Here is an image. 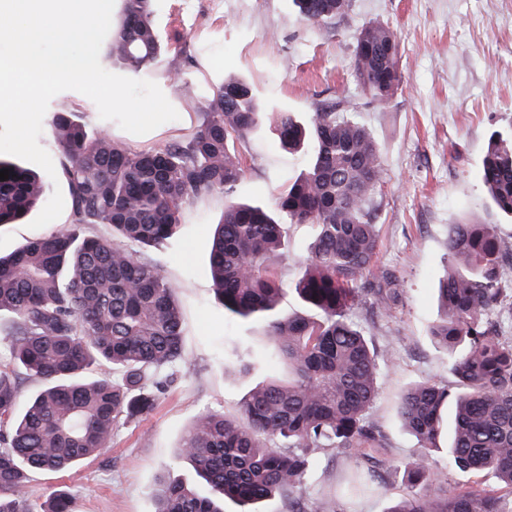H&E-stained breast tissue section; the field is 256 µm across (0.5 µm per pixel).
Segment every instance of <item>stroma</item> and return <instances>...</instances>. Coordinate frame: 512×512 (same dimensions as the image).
<instances>
[{
	"mask_svg": "<svg viewBox=\"0 0 512 512\" xmlns=\"http://www.w3.org/2000/svg\"><path fill=\"white\" fill-rule=\"evenodd\" d=\"M154 22L170 51L150 78L167 85L179 118L142 148L184 139L201 119L200 102L169 87L175 69L208 93L227 73L245 75L276 112L304 118L336 107L380 148L375 270L395 277L399 297L390 312L363 303L351 317L389 358L369 411L388 438L389 464L380 490L352 497L339 487L365 461L333 450L318 454L297 497L303 512H315L328 493L337 494L338 512H389L405 491L401 465L418 448L400 423V394L420 382L456 384L446 353L428 334L439 316L435 289L448 264V227L481 215L512 249V221L494 210L480 179L490 140L512 136V0H350L344 17L321 26L301 20L292 0H154ZM371 23L388 25L399 41L401 84L385 105L364 92L354 73L357 39ZM236 148L245 166L237 198L267 206L310 160L308 150L279 147L264 126ZM223 211L218 198L196 203L185 211L179 236L154 255L177 286L190 366L164 371L156 407L116 427L94 460L74 472L35 475L32 506L64 485L78 492L75 512H157L159 484L189 472L175 455L194 419L238 411L257 377L225 378L224 355L249 349L258 330L225 318L215 301L209 252ZM311 240L310 227H290L276 258L286 280L300 273Z\"/></svg>",
	"mask_w": 512,
	"mask_h": 512,
	"instance_id": "obj_1",
	"label": "stroma"
}]
</instances>
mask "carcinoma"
Segmentation results:
<instances>
[{
    "label": "carcinoma",
    "instance_id": "1",
    "mask_svg": "<svg viewBox=\"0 0 512 512\" xmlns=\"http://www.w3.org/2000/svg\"><path fill=\"white\" fill-rule=\"evenodd\" d=\"M109 35L111 62L134 73L156 67L163 52L153 0H122ZM317 25L343 17L350 0H294ZM399 42L381 23L365 26L354 72L372 99L386 104L401 82ZM266 125L290 151L313 147L308 169L280 192L276 211L234 201L245 174L235 142ZM70 195V220L0 255V316L9 318L0 357V512H33L27 498L34 472L59 473L96 457L117 424L154 408L159 375L190 360L182 345L176 286L143 249L165 247L183 212L197 201H225L210 251L213 291L224 315L262 326L264 346L224 358L236 377L283 366L255 383L240 415L205 412L183 438L179 456L189 479L163 482L158 512H224L292 494L324 450L382 462L389 443L368 418L378 392L380 355L350 318L368 300L382 313L398 298L390 276L372 270L378 248L372 201L383 176L373 138L333 107L308 122L269 112L243 78L228 76L206 98L202 120L186 141L132 149L85 113L60 109L51 121ZM0 228L16 224L47 200L41 178L0 156ZM495 210L512 217V139L495 137L481 166ZM106 224L112 234L92 232ZM311 224L309 262L288 285L273 258L285 228ZM512 258L496 226L453 224L448 270L438 288L441 315L430 328L448 354L455 390L436 382L407 389L399 418L419 453L404 465L405 493L390 512H512V499L483 481L492 474L512 493V337L492 316L507 305ZM293 294L298 308L282 309ZM41 388L17 411L23 379ZM448 450V465L467 480L437 503L431 455ZM381 483L371 468L346 483L349 494ZM67 489L53 491L39 512H74Z\"/></svg>",
    "mask_w": 512,
    "mask_h": 512
}]
</instances>
